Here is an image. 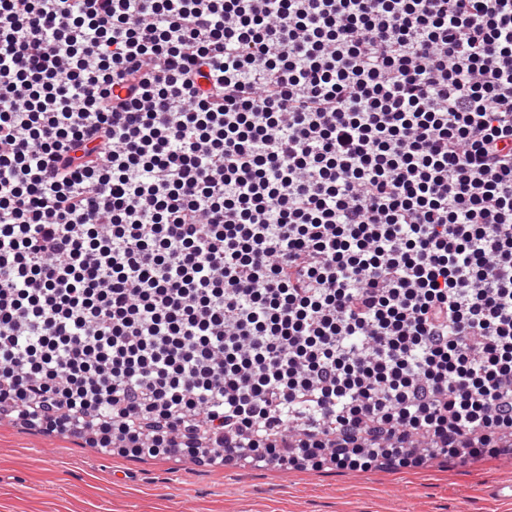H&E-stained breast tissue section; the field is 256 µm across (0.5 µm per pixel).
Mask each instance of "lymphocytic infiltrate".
Here are the masks:
<instances>
[{"label": "lymphocytic infiltrate", "instance_id": "f902f5d3", "mask_svg": "<svg viewBox=\"0 0 512 512\" xmlns=\"http://www.w3.org/2000/svg\"><path fill=\"white\" fill-rule=\"evenodd\" d=\"M114 455H512V0H0V409Z\"/></svg>", "mask_w": 512, "mask_h": 512}]
</instances>
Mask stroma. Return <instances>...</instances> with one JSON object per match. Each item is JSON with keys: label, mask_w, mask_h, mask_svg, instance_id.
Returning a JSON list of instances; mask_svg holds the SVG:
<instances>
[{"label": "stroma", "mask_w": 512, "mask_h": 512, "mask_svg": "<svg viewBox=\"0 0 512 512\" xmlns=\"http://www.w3.org/2000/svg\"><path fill=\"white\" fill-rule=\"evenodd\" d=\"M512 460L417 470L213 469L0 421V512H512Z\"/></svg>", "instance_id": "obj_1"}]
</instances>
